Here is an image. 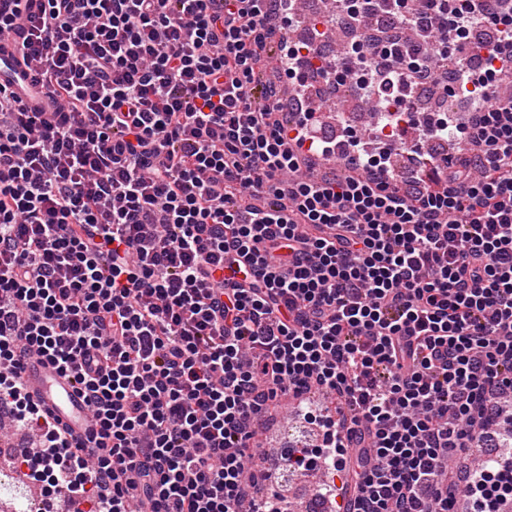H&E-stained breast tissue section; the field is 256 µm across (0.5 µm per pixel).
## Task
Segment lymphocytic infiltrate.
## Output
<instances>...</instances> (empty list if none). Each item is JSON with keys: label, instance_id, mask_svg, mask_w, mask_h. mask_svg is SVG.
Masks as SVG:
<instances>
[{"label": "lymphocytic infiltrate", "instance_id": "1", "mask_svg": "<svg viewBox=\"0 0 512 512\" xmlns=\"http://www.w3.org/2000/svg\"><path fill=\"white\" fill-rule=\"evenodd\" d=\"M296 2L0 0L48 88L0 89V415L55 498L288 512L257 444L287 399L316 432L287 465L337 471L336 512L512 502V449L448 477L512 399V0H333L360 35L329 65ZM343 86L373 116L344 149L283 119ZM33 355L91 411L80 452ZM22 380L40 409L66 427L71 446L83 444L91 427V413L71 379L41 358L33 357L25 365Z\"/></svg>", "mask_w": 512, "mask_h": 512}]
</instances>
